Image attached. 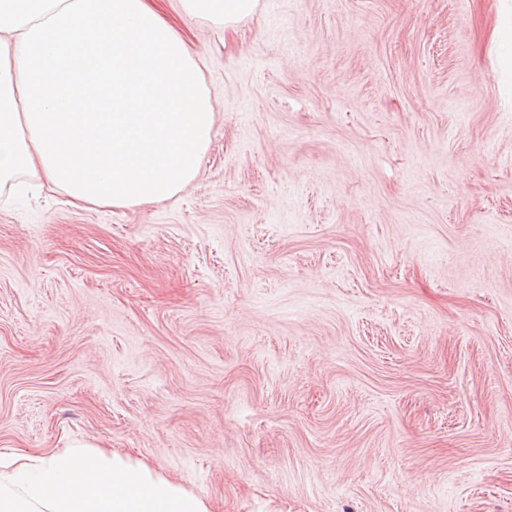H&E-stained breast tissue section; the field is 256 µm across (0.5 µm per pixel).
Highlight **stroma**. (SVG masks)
Returning a JSON list of instances; mask_svg holds the SVG:
<instances>
[{"mask_svg":"<svg viewBox=\"0 0 512 512\" xmlns=\"http://www.w3.org/2000/svg\"><path fill=\"white\" fill-rule=\"evenodd\" d=\"M157 6L212 142L165 201L0 197V455L209 512H512V0ZM258 0H180L183 13L197 21L233 28L252 16L258 8Z\"/></svg>","mask_w":512,"mask_h":512,"instance_id":"stroma-1","label":"stroma"}]
</instances>
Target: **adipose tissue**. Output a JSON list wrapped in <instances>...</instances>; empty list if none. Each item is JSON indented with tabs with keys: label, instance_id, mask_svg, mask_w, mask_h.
<instances>
[{
	"label": "adipose tissue",
	"instance_id": "obj_1",
	"mask_svg": "<svg viewBox=\"0 0 512 512\" xmlns=\"http://www.w3.org/2000/svg\"><path fill=\"white\" fill-rule=\"evenodd\" d=\"M259 0H180L234 27ZM0 189L39 175L73 204L127 207L196 176L214 109L184 40L153 0H0ZM92 464L94 478L84 466ZM0 512H208L177 485L98 450L17 454Z\"/></svg>",
	"mask_w": 512,
	"mask_h": 512
}]
</instances>
